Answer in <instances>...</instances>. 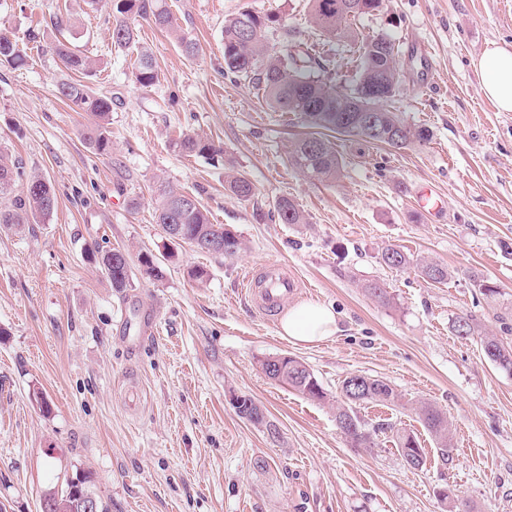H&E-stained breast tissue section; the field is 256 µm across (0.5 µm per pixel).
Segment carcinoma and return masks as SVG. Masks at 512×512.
<instances>
[{
  "instance_id": "obj_1",
  "label": "carcinoma",
  "mask_w": 512,
  "mask_h": 512,
  "mask_svg": "<svg viewBox=\"0 0 512 512\" xmlns=\"http://www.w3.org/2000/svg\"><path fill=\"white\" fill-rule=\"evenodd\" d=\"M313 24L323 34L339 41H348L357 46L358 73L352 86L338 88L331 80L330 61L317 59L308 47L294 39L291 32L282 34L281 40L271 45L266 32L280 26L279 16L273 13L260 15L250 10L239 12L224 21V72L237 77L250 78L262 89L267 105L275 112L299 115L310 127L316 129L294 144L289 152V162L310 179L334 182L341 172V161L335 144L323 134L331 131L358 136L363 140L402 148L414 141H425L429 132L423 127L409 125L399 113L389 107L400 88V72L397 58L398 45L385 35L372 36L361 42L356 40L350 22L371 15L383 8V0H355L356 8L349 0H310ZM112 21V43L119 48L139 44L134 21L141 18L174 35L184 54L191 57L197 53L196 43L179 33L173 17L163 0H109ZM62 66L81 75H91L96 61L71 47L67 41H57L53 47ZM26 55L8 32L0 31V64L12 68L26 65ZM135 81L142 87L155 84L157 74L151 53L140 49ZM60 95L94 117L86 133L90 148L98 154H107L111 140L107 126L112 112V98L99 95L87 84L64 82L59 85ZM358 103L367 112L348 111L352 103ZM373 119L380 136L373 137L358 128L357 117ZM176 148L188 156L215 159L223 149L195 134H181ZM226 189L239 201H248L255 188L247 177L230 173ZM0 195L11 196L10 205L0 208V228L21 230L27 224L52 214L57 198L50 183L41 175L28 172L21 164L11 162L0 155ZM179 205L177 220L184 236L181 241L202 250L198 242L208 236L221 233L224 249L220 255L231 257L242 249L240 238L222 224L210 220L209 210L198 196L177 191L168 186L159 189L156 206V223L164 227L169 224L170 211ZM273 215L282 224H304L306 218L295 202L280 198ZM116 249L99 248L94 260L107 276L112 288L118 293L131 286L130 259L120 265H112ZM382 263L390 268L412 267L430 284H441L448 280V268L436 262L415 259L399 247L389 244L380 253ZM453 331L462 338L478 336L477 319L472 315L457 317ZM485 356L501 370L512 375V342L497 336H479ZM283 378L288 387L301 395L322 401L326 398L323 388L309 366L290 356L282 361ZM395 388L382 378L353 374L346 377L336 395V427L352 448H373L378 433L387 430L383 423H369L359 413L363 404L375 403L392 406L398 401ZM420 420L432 434L442 455L450 452V423L448 416L435 406L425 403L418 412ZM394 444L404 466L420 469L425 464V449L411 433L396 431ZM442 500L452 502L450 512H472L468 500L454 494L445 486L438 493ZM96 503V512H106L101 500L91 488L90 477L79 473L66 480L65 487L44 495L43 502L49 512H86L85 503Z\"/></svg>"
}]
</instances>
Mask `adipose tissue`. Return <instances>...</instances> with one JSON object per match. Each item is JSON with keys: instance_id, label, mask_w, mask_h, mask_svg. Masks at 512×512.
I'll use <instances>...</instances> for the list:
<instances>
[{"instance_id": "adipose-tissue-1", "label": "adipose tissue", "mask_w": 512, "mask_h": 512, "mask_svg": "<svg viewBox=\"0 0 512 512\" xmlns=\"http://www.w3.org/2000/svg\"><path fill=\"white\" fill-rule=\"evenodd\" d=\"M481 90L504 112H512V50L493 48L478 61ZM337 318L332 307L308 302L288 307L280 319L279 334L295 344H312L336 335Z\"/></svg>"}]
</instances>
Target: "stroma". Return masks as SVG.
I'll return each mask as SVG.
<instances>
[{
  "label": "stroma",
  "instance_id": "obj_1",
  "mask_svg": "<svg viewBox=\"0 0 512 512\" xmlns=\"http://www.w3.org/2000/svg\"><path fill=\"white\" fill-rule=\"evenodd\" d=\"M165 3L198 53L187 57L171 34L138 20L158 73L144 88L136 50L112 44L105 0H0V29L29 56L19 70L0 65V153L42 174L57 197L44 221L0 230V505L41 512L43 496L83 470L108 512H446L445 484L472 512H512V376L478 337L452 330L464 314L480 334L512 325V112L482 94L477 66L487 50L512 47V0H385L353 21L360 37L399 44L393 109L431 137L397 149L334 135L343 168L333 183L288 162L308 132L301 118L272 111L255 82L224 72V21L250 9L279 14L334 62L337 85L352 83L353 49L314 29L309 0ZM62 14L59 30L51 19ZM36 19L38 50L28 38ZM61 36L96 61L93 87L112 99L109 153L89 148L92 117L57 92L74 78L49 49ZM183 132L223 147L221 158L179 153L172 142ZM230 172L254 183L251 200L225 191ZM162 183L197 195L241 250L224 258L168 241L155 222ZM424 186L441 200L436 216L416 209ZM284 196L305 223L271 220ZM388 244L447 266V282L386 267ZM106 246L132 261L124 293L91 259ZM146 252L163 259L161 279L143 273ZM273 262L307 282L294 302L334 307L331 340L288 342L251 311L241 277ZM194 268L205 277L193 279ZM477 276L497 295L475 288ZM371 280L387 303L363 291ZM273 355L303 360L326 400L268 379L259 362ZM352 374L400 393L399 407L360 412L415 433L423 468L403 465L391 432L374 448L349 447L335 399ZM244 395L276 433L237 415L231 399ZM422 401L448 416V460L415 412Z\"/></svg>",
  "mask_w": 512,
  "mask_h": 512
}]
</instances>
